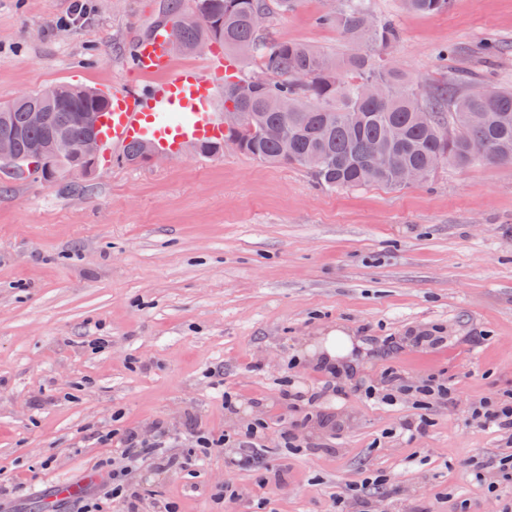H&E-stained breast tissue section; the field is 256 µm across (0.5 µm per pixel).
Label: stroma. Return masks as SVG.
<instances>
[{
	"instance_id": "1",
	"label": "stroma",
	"mask_w": 512,
	"mask_h": 512,
	"mask_svg": "<svg viewBox=\"0 0 512 512\" xmlns=\"http://www.w3.org/2000/svg\"><path fill=\"white\" fill-rule=\"evenodd\" d=\"M330 0H294L270 25L277 39L353 53L333 25ZM72 0H0V104L54 84L106 90L127 79L134 42L161 0H88L69 29L56 26ZM394 17L395 63L419 86L447 70L512 87V0H450L416 14L401 0H372ZM506 44L487 57L486 37ZM343 326L367 347L358 367L323 392L300 433L283 440L291 414L284 382L320 389L314 357L322 335ZM441 334L435 346L413 337ZM105 347H96L98 337ZM397 342L388 350L385 341ZM223 363V379L208 369ZM415 382L452 381L450 406L433 405L425 434L400 422L410 397L366 398L386 370ZM512 390V166L444 167L419 186L326 190L299 166L240 152L203 157L188 148L159 163L97 160L90 174L0 186V479L17 492L0 512H71L57 486L100 491L110 430L150 429L186 418L213 434L267 424L265 458L288 480L226 471L224 460L136 481L180 512H330L336 495L383 474L378 492L397 512H502L467 462L512 454V441L471 411ZM236 402L224 408V395ZM332 425L320 426L319 417ZM230 488L243 502L217 504Z\"/></svg>"
}]
</instances>
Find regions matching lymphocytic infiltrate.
I'll return each mask as SVG.
<instances>
[{"label": "lymphocytic infiltrate", "mask_w": 512, "mask_h": 512, "mask_svg": "<svg viewBox=\"0 0 512 512\" xmlns=\"http://www.w3.org/2000/svg\"><path fill=\"white\" fill-rule=\"evenodd\" d=\"M388 387L380 396L382 404L393 406L400 394L408 392L415 399L418 415L405 419L399 426L400 434L414 439L422 435L428 425L426 408L433 404H452L454 392L451 384L429 378L409 383L399 373L386 376ZM471 417L480 426L495 430L512 439V393L505 392L473 408ZM263 426L251 425L236 437L214 435L190 422L174 431L158 422L151 429L138 427L125 429L120 435L105 433L103 442L114 443L115 452L122 460L113 468L106 483L103 497L91 496L83 500L77 512H104V501L120 505L121 512H178L175 502L151 498L141 489L131 487L128 476L139 464L149 463L164 471L174 467L196 465L214 456L224 459L228 470H259L266 482L279 484L285 479L284 468L270 467L262 455Z\"/></svg>", "instance_id": "1"}]
</instances>
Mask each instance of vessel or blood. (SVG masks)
Returning a JSON list of instances; mask_svg holds the SVG:
<instances>
[{"mask_svg": "<svg viewBox=\"0 0 512 512\" xmlns=\"http://www.w3.org/2000/svg\"><path fill=\"white\" fill-rule=\"evenodd\" d=\"M172 40L159 34L134 44L131 79L109 89L110 104L101 117V135L113 151L151 142L158 153L175 157L194 143L220 138L224 121L216 107L218 83L209 69L173 67ZM163 73V80L139 84L142 74Z\"/></svg>", "mask_w": 512, "mask_h": 512, "instance_id": "vessel-or-blood-1", "label": "vessel or blood"}]
</instances>
